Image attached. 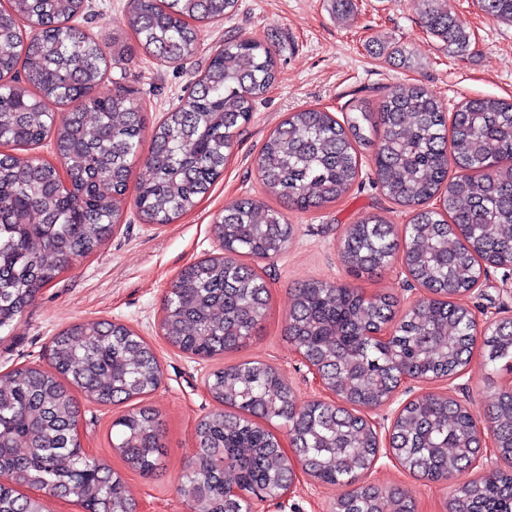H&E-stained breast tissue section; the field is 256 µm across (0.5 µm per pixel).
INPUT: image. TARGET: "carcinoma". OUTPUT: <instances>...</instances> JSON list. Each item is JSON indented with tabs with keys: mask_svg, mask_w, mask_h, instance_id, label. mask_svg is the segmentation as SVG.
<instances>
[{
	"mask_svg": "<svg viewBox=\"0 0 512 512\" xmlns=\"http://www.w3.org/2000/svg\"><path fill=\"white\" fill-rule=\"evenodd\" d=\"M85 0H8L0 7V144L32 147L54 140L67 180L35 158L0 152V329L9 327L68 265L99 250L120 223L132 168L140 158L142 107L125 90L100 91L109 60L128 46L71 24ZM423 27L463 55L464 23L419 0ZM481 10L512 22V0H478ZM238 0H127L129 25L142 51L184 64L198 52V25L224 19ZM40 26L30 36L28 22ZM276 79V62L257 38H229L155 131L134 204L149 224L192 210L224 173L239 128ZM81 98L58 123L51 106ZM378 128L377 138L364 134ZM372 148L375 183L409 208L401 233L379 215L348 225L339 251L355 277L401 258L428 295L402 313L387 296L368 298L349 283L311 279L293 289L285 337L321 371L338 404H299L285 376L260 362L213 371L207 389L221 409L196 426V452L177 492L191 512H248L252 495L277 497L293 465L272 432L254 418L285 428L306 474L345 484L336 512H413L400 492L358 483L376 453V436L351 406L376 407L402 372L450 377L470 361L474 317L458 299L480 267L512 264V101H462L447 113L418 84L399 85L377 112L360 106L342 119L318 108L293 112L266 140L257 171L266 194L299 210L347 194L359 173L356 145ZM439 208L429 207L433 198ZM39 220L33 221L32 215ZM213 233L221 252L178 273L166 297L162 335L182 352L209 360L242 348L268 308L265 280L239 261L272 258L294 235L285 216L263 201L224 207ZM393 326L384 342L371 333ZM486 361L512 367V319L488 328ZM151 346L126 325L74 323L52 340L49 365H24L0 380V512H44L16 484L84 512H136L123 478L82 447L76 434L77 390L100 404L137 400L161 383ZM114 448L143 476L160 468L158 412L142 406L115 420ZM499 455L512 463V388L499 392L490 415ZM393 453L412 473L443 481L478 452L473 414L451 398L429 394L409 402L394 423ZM448 512H512V471L463 483Z\"/></svg>",
	"mask_w": 512,
	"mask_h": 512,
	"instance_id": "obj_1",
	"label": "carcinoma"
}]
</instances>
